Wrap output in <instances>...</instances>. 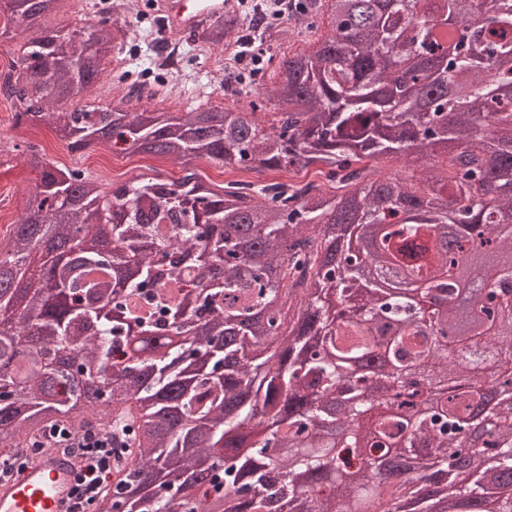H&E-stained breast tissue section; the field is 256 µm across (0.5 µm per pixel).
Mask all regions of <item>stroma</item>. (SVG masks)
I'll return each mask as SVG.
<instances>
[{"instance_id": "stroma-1", "label": "stroma", "mask_w": 512, "mask_h": 512, "mask_svg": "<svg viewBox=\"0 0 512 512\" xmlns=\"http://www.w3.org/2000/svg\"><path fill=\"white\" fill-rule=\"evenodd\" d=\"M129 11L112 17L113 30L135 36L134 44L117 45L113 56L125 58L123 72H105L93 93L96 103H104L106 93L123 96L128 86L149 82L160 88L162 95L150 107L159 112H185L199 102L223 106L224 93L209 79L210 56L218 51L215 43L204 42L192 33L168 35L152 10L151 0H131ZM329 19L320 15L311 27H298L288 19H266V37L280 50H307L314 47L326 34ZM32 142L38 144L49 161L106 183L120 184L140 174L159 172L174 180L182 175L179 165L146 153L111 154L91 149L84 153H70L48 126L30 128L6 120L0 125V211L10 222H17L24 214L29 194L39 179L38 170L30 167L14 145ZM195 167L200 179L208 187L219 189L228 182H323V175L314 171L268 170L258 173L248 169H227L215 161L199 159Z\"/></svg>"}]
</instances>
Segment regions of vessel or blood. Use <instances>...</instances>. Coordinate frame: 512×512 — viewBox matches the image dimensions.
I'll return each mask as SVG.
<instances>
[{
  "label": "vessel or blood",
  "mask_w": 512,
  "mask_h": 512,
  "mask_svg": "<svg viewBox=\"0 0 512 512\" xmlns=\"http://www.w3.org/2000/svg\"><path fill=\"white\" fill-rule=\"evenodd\" d=\"M237 0H156L167 31H200L211 20L237 13ZM76 462L59 449H43L14 479L0 482V512H70Z\"/></svg>",
  "instance_id": "b4317fda"
}]
</instances>
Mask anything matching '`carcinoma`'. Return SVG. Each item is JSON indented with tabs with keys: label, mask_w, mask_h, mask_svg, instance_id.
I'll use <instances>...</instances> for the list:
<instances>
[{
	"label": "carcinoma",
	"mask_w": 512,
	"mask_h": 512,
	"mask_svg": "<svg viewBox=\"0 0 512 512\" xmlns=\"http://www.w3.org/2000/svg\"><path fill=\"white\" fill-rule=\"evenodd\" d=\"M55 2L0 0L16 28L40 30L11 69L15 124H50L75 153L167 156L183 176L107 187L14 146L40 179L0 238V311L16 318L0 337V441L125 429L130 463L105 512H206L214 497L224 512H512L497 493L512 485V282L466 336L472 312L451 303L459 255L487 280L512 263V0H300L288 19L324 12L331 31L282 58L263 101L226 72L233 108L176 114L82 103L110 18L66 37L42 27ZM86 38L97 48L76 80ZM393 156L410 170L358 167ZM197 158L328 181L216 192ZM435 158L451 177L415 168ZM100 224L110 252L89 233ZM366 224L380 234L354 252ZM441 225L459 252L431 248ZM75 240L64 264L44 247ZM362 260L406 266L420 300L369 287ZM423 379L435 405L414 414ZM487 385L499 398L480 411Z\"/></svg>",
	"instance_id": "cac0c4a2"
}]
</instances>
